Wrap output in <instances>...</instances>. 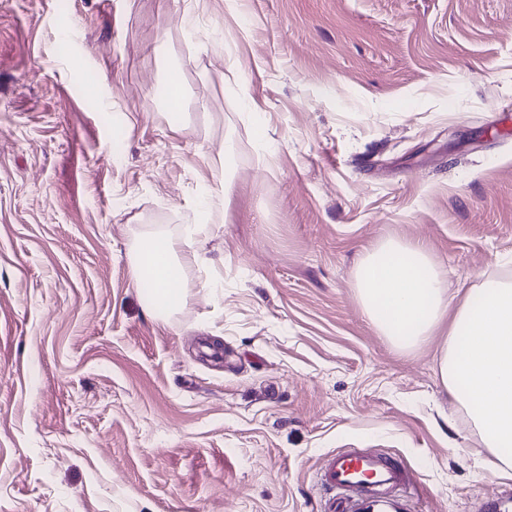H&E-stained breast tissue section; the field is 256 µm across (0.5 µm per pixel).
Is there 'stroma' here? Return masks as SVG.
<instances>
[{
	"label": "stroma",
	"mask_w": 512,
	"mask_h": 512,
	"mask_svg": "<svg viewBox=\"0 0 512 512\" xmlns=\"http://www.w3.org/2000/svg\"><path fill=\"white\" fill-rule=\"evenodd\" d=\"M0 0V512H322L326 458L482 512L442 385L364 314L363 250L512 277V0ZM185 66L184 123L160 88ZM201 230L184 304L128 250Z\"/></svg>",
	"instance_id": "35a3bbf8"
}]
</instances>
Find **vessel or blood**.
I'll list each match as a JSON object with an SVG mask.
<instances>
[{
	"label": "vessel or blood",
	"mask_w": 512,
	"mask_h": 512,
	"mask_svg": "<svg viewBox=\"0 0 512 512\" xmlns=\"http://www.w3.org/2000/svg\"><path fill=\"white\" fill-rule=\"evenodd\" d=\"M328 491L325 512H411L405 488L413 477L396 460L363 449L347 448L329 456L320 473Z\"/></svg>",
	"instance_id": "vessel-or-blood-1"
}]
</instances>
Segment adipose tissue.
Masks as SVG:
<instances>
[{
  "label": "adipose tissue",
  "mask_w": 512,
  "mask_h": 512,
  "mask_svg": "<svg viewBox=\"0 0 512 512\" xmlns=\"http://www.w3.org/2000/svg\"><path fill=\"white\" fill-rule=\"evenodd\" d=\"M196 261L169 235L149 233L132 249L133 279H152L158 303L174 308L185 300ZM352 286L395 350L410 352L443 335L436 373L479 436L476 461L512 473V280H487L462 299L449 298L425 245L388 238L364 250Z\"/></svg>",
  "instance_id": "adipose-tissue-1"
}]
</instances>
